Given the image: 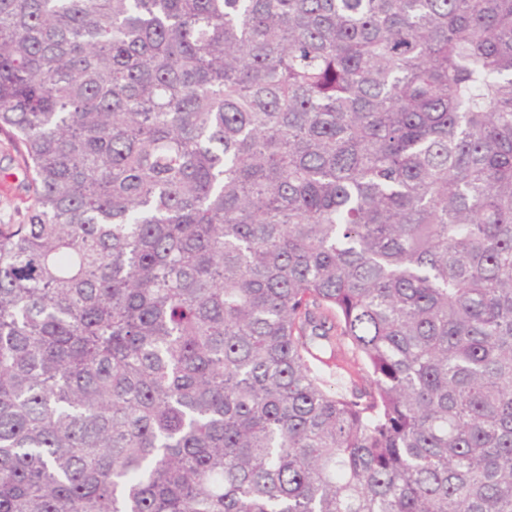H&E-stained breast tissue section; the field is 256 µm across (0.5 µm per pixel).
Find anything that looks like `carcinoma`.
Wrapping results in <instances>:
<instances>
[{"mask_svg":"<svg viewBox=\"0 0 512 512\" xmlns=\"http://www.w3.org/2000/svg\"><path fill=\"white\" fill-rule=\"evenodd\" d=\"M0 131V512H512V0H0ZM26 173L11 141L0 133V224H19L25 213L21 184Z\"/></svg>","mask_w":512,"mask_h":512,"instance_id":"carcinoma-1","label":"carcinoma"}]
</instances>
